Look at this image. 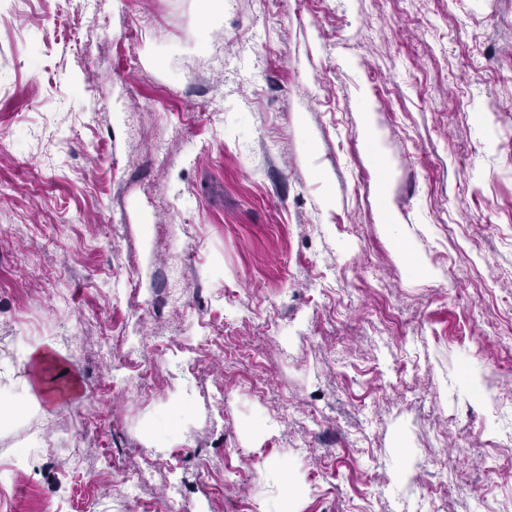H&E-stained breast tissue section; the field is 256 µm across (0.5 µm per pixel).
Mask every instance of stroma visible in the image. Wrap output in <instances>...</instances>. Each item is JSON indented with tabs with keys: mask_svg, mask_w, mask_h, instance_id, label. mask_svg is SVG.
Segmentation results:
<instances>
[{
	"mask_svg": "<svg viewBox=\"0 0 512 512\" xmlns=\"http://www.w3.org/2000/svg\"><path fill=\"white\" fill-rule=\"evenodd\" d=\"M291 2L0 0V391L83 387L0 418V512H265L284 462L292 512H512V0ZM397 244L400 249V254L405 258L414 273L428 277L437 276V271L434 268L412 252L408 237H399L397 239ZM130 337L127 333L122 336L113 337L112 343L108 345L106 356L115 371H120L128 365V353L125 347L129 345ZM58 352L59 350L51 344H47V347L39 353H37L36 348L23 351L22 360L27 365H31L34 361L36 362L34 372H32L33 380L27 383L23 392L7 405L8 408H4L1 402V418L5 411H9L12 415H19L24 413H44L45 410L48 409V403H42L36 391H45L42 386L41 372L47 364L57 358Z\"/></svg>",
	"mask_w": 512,
	"mask_h": 512,
	"instance_id": "1",
	"label": "stroma"
}]
</instances>
